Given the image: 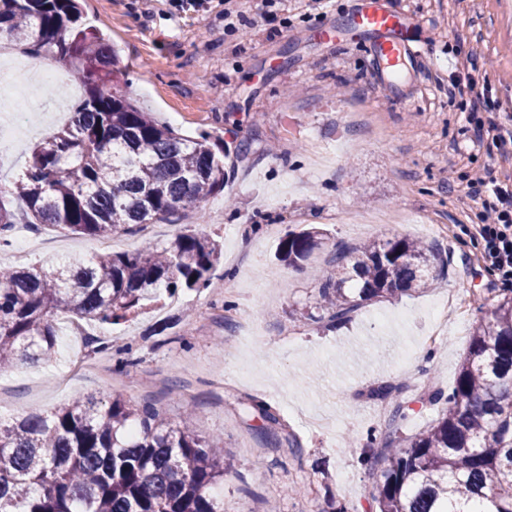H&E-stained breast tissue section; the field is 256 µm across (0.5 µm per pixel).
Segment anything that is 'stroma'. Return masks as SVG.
Listing matches in <instances>:
<instances>
[{"label": "stroma", "instance_id": "1", "mask_svg": "<svg viewBox=\"0 0 512 512\" xmlns=\"http://www.w3.org/2000/svg\"><path fill=\"white\" fill-rule=\"evenodd\" d=\"M417 16L411 37L418 63L406 65L403 95L379 85L369 49L345 32L340 42L320 29L348 14L355 0H282L265 23L256 0H237L233 27L224 0L207 11L175 13L168 0H85L92 27L119 50L130 93L146 111L180 134L223 138L227 185L197 210L154 222L128 236L129 250L164 247L182 225H193L224 247L210 285L180 293L150 313L97 336L96 350L59 324L57 359L0 371V419L14 421L67 406L76 394L157 400L169 421L183 423V401L198 403L195 429L223 437L231 463L224 477L226 512H321L327 498L350 512H374L369 490L376 472L358 456L367 433L388 418L370 390L402 385L404 435L425 429L448 390L469 336L512 286L481 261L469 232L481 205L468 193L474 172L512 180V152L471 141L463 95L449 97L448 77L475 68L493 89L501 120L512 117V0H387ZM37 112L17 146L0 155V181L25 171L33 144L64 126ZM250 142L246 158H236ZM317 228L327 241L301 267L277 258L286 233ZM24 255L0 253V267H34L61 256L100 253V241L60 227L22 228ZM406 237L434 246L444 276L423 291L373 301L332 329L312 321L315 274L332 271L337 247ZM445 293L461 308L444 338L428 343L433 307ZM134 364L113 371L116 349ZM103 368L99 381L58 377L76 359ZM181 381L168 392L170 379ZM275 407L301 452L263 448L242 403Z\"/></svg>", "mask_w": 512, "mask_h": 512}]
</instances>
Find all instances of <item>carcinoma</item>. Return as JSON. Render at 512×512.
<instances>
[{"label":"carcinoma","instance_id":"cac0c4a2","mask_svg":"<svg viewBox=\"0 0 512 512\" xmlns=\"http://www.w3.org/2000/svg\"><path fill=\"white\" fill-rule=\"evenodd\" d=\"M71 65L84 95L72 122L37 143L26 171L0 186V249L11 245L17 209L33 224L97 238L136 234L154 221L199 209L224 192V141L185 137L126 93L118 53L83 23L81 0H0V45ZM324 245L314 229L282 239L297 265ZM220 244L186 225L158 251H109L58 265L0 269V370L46 364L56 354L57 315L113 323L165 294L205 288ZM319 278L321 318L336 328L363 304L428 287L443 272L431 246L405 237L336 248ZM393 410L367 434L366 461L380 465L371 497L378 512H512V297L472 331L442 416L404 436L398 387L370 391ZM268 447L301 452L278 430L271 405L251 401ZM229 469L224 439L188 422L171 424L156 405L76 395L71 405L0 422V512H224L215 489Z\"/></svg>","mask_w":512,"mask_h":512}]
</instances>
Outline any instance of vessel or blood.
<instances>
[{
    "mask_svg": "<svg viewBox=\"0 0 512 512\" xmlns=\"http://www.w3.org/2000/svg\"><path fill=\"white\" fill-rule=\"evenodd\" d=\"M417 23L410 14L385 8L381 0H360L348 16L345 25H332L322 29L323 38L330 39L341 27L353 30L368 42L374 51V60L385 86L395 87L400 78L402 62L417 58L418 51L408 37Z\"/></svg>",
    "mask_w": 512,
    "mask_h": 512,
    "instance_id": "obj_1",
    "label": "vessel or blood"
}]
</instances>
